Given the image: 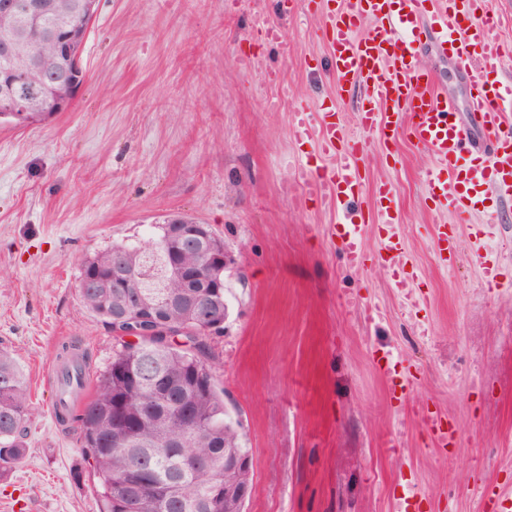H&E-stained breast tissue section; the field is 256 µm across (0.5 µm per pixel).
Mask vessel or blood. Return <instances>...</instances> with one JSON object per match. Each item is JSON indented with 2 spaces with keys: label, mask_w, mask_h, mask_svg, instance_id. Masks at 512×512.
I'll return each mask as SVG.
<instances>
[{
  "label": "vessel or blood",
  "mask_w": 512,
  "mask_h": 512,
  "mask_svg": "<svg viewBox=\"0 0 512 512\" xmlns=\"http://www.w3.org/2000/svg\"><path fill=\"white\" fill-rule=\"evenodd\" d=\"M429 18L436 25L438 54L450 55L465 75L464 106L441 97L434 75L417 62L415 42ZM493 22L489 0H335L327 9L330 71L337 83L362 85L364 93L355 135H343L341 118L331 108L299 117L298 141L316 143L334 161L304 185L310 196L342 214L339 246L348 261L384 262L394 287H410L416 273L408 268L397 233L391 184L372 189L375 221L384 231L378 251L367 255L360 242L365 226L361 170L372 134L392 140L404 132L424 147L436 162L425 174L427 195L459 220L491 216L494 201L512 197V119L503 110L504 103H512V84L496 79L512 49L493 36ZM455 241V225H438L434 248L442 263H450ZM476 265L484 287L512 286V275L491 254H477ZM427 427L437 447L457 446L452 419L433 415Z\"/></svg>",
  "instance_id": "vessel-or-blood-1"
}]
</instances>
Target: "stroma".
<instances>
[{
    "label": "stroma",
    "instance_id": "1",
    "mask_svg": "<svg viewBox=\"0 0 512 512\" xmlns=\"http://www.w3.org/2000/svg\"><path fill=\"white\" fill-rule=\"evenodd\" d=\"M324 22L320 0H98L69 108L0 122V349L24 371L32 419L0 472V512H100L77 433L52 422L57 353L77 340L107 366L112 331L78 299L81 263L177 214L237 262L211 344L252 458L246 512H496L481 486L512 496V288H483L474 257L481 243L512 265V199L500 223L457 224L444 270L433 231L456 222L427 198L432 156L372 136L361 176L395 186L419 307L381 265L350 266L340 216L297 174L299 154L314 172L331 160L292 130L294 112L324 105L356 132L362 91L329 73ZM431 39L424 27L419 64L464 102ZM431 412L454 420L458 447L430 440Z\"/></svg>",
    "mask_w": 512,
    "mask_h": 512
}]
</instances>
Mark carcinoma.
<instances>
[{"label":"carcinoma","mask_w":512,"mask_h":512,"mask_svg":"<svg viewBox=\"0 0 512 512\" xmlns=\"http://www.w3.org/2000/svg\"><path fill=\"white\" fill-rule=\"evenodd\" d=\"M79 0H54V14L17 22L29 33L14 60L0 57V69L22 67L50 54L48 34H66L82 23ZM145 243L125 242L84 259L77 289L83 306L112 325L119 296L140 295L153 316L154 335L132 346L121 340L112 361L96 376L90 399L78 407L56 404L57 424L78 430L81 451L97 478L102 512H241L243 498L224 496V481L250 482V470L224 474V460L248 455L230 420L213 375L210 337L198 309L213 321L228 310L224 288V240L210 234L215 259L194 252L181 264L196 270L184 282L169 267L177 248L170 225H156ZM61 375L89 373L92 356L77 340L61 345ZM30 423L29 393L23 370L0 350V464L22 456Z\"/></svg>","instance_id":"obj_1"}]
</instances>
